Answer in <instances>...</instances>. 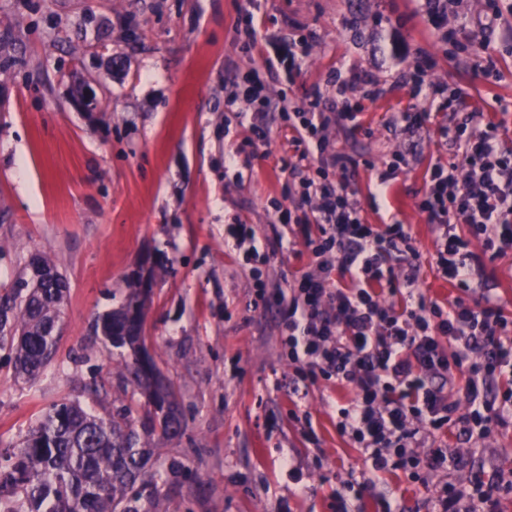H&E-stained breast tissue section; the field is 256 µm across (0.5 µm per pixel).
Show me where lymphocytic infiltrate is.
<instances>
[{
	"instance_id": "obj_1",
	"label": "lymphocytic infiltrate",
	"mask_w": 512,
	"mask_h": 512,
	"mask_svg": "<svg viewBox=\"0 0 512 512\" xmlns=\"http://www.w3.org/2000/svg\"><path fill=\"white\" fill-rule=\"evenodd\" d=\"M341 112H297L289 119L294 154L280 172L286 199L311 209L297 219L314 271L277 290L283 306L281 348L301 379L324 378L351 388L336 404L338 434L362 451L357 480L341 483L346 505L372 475L402 470L448 471L453 450L429 448L437 432L458 428L481 440L512 424V321L483 286L486 259L512 247V150L497 137L490 113L472 115L469 136L444 125L460 162L424 173L417 204L435 236L432 261L460 298L441 306L419 287L421 254L407 225L369 224L344 178L350 160L325 136ZM503 392L489 399L490 384ZM499 484L445 482L431 500L436 512H494Z\"/></svg>"
}]
</instances>
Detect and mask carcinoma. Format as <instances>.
<instances>
[{
    "label": "carcinoma",
    "mask_w": 512,
    "mask_h": 512,
    "mask_svg": "<svg viewBox=\"0 0 512 512\" xmlns=\"http://www.w3.org/2000/svg\"><path fill=\"white\" fill-rule=\"evenodd\" d=\"M67 284L56 266L31 257L16 281L0 289V349L15 351L17 372L33 376L51 365ZM142 281L124 303L99 316L95 330L124 353L122 381L147 398L100 417L80 402L54 404L19 445L0 453V512H138L128 494L136 485L157 488L149 467L150 440L178 437L182 418L174 390L153 382L138 363L146 350Z\"/></svg>",
    "instance_id": "1"
}]
</instances>
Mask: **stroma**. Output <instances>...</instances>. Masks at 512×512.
<instances>
[{
  "instance_id": "1",
  "label": "stroma",
  "mask_w": 512,
  "mask_h": 512,
  "mask_svg": "<svg viewBox=\"0 0 512 512\" xmlns=\"http://www.w3.org/2000/svg\"><path fill=\"white\" fill-rule=\"evenodd\" d=\"M242 0H0V285L11 284L33 255L54 262L67 282L55 359L36 379L17 374L0 350V448L12 447L52 404L87 401L100 416L122 408L131 389L119 357L93 332L96 315L118 308L136 272L153 273L145 304L149 352L172 385L183 433L153 439L161 472V512H338L335 490L361 466V451L337 433L340 393L320 379L292 382L280 351L279 307L256 296L250 268L227 225L252 224L267 290L285 287L311 259L291 228L274 224L273 199L292 149L282 115L342 103L356 124L330 127L333 148L356 163L350 185L369 223L409 226L424 258L436 250L416 202L432 163L455 162L435 120L404 134L392 113L441 112L468 126L490 106L499 137L512 148V0L489 18L488 0H257L262 29L282 39L257 53L240 32ZM471 20L455 41L449 27ZM305 40L301 69L282 57ZM272 64L275 106L256 153L236 155L249 137L243 91L252 69ZM79 70L83 80L71 79ZM460 95L456 110L411 93V77ZM347 81L338 94L335 78ZM95 92L85 108L82 85ZM380 95H372V88ZM407 163L385 195L371 197L377 172L393 153ZM232 167H225L228 156ZM491 288L512 319V248L486 263ZM310 415L315 439L302 431ZM463 458L450 472L415 483L381 473L365 498L398 500L402 512H429L427 486L468 485L512 472V426L479 442L455 437ZM292 469H284V459Z\"/></svg>"
}]
</instances>
